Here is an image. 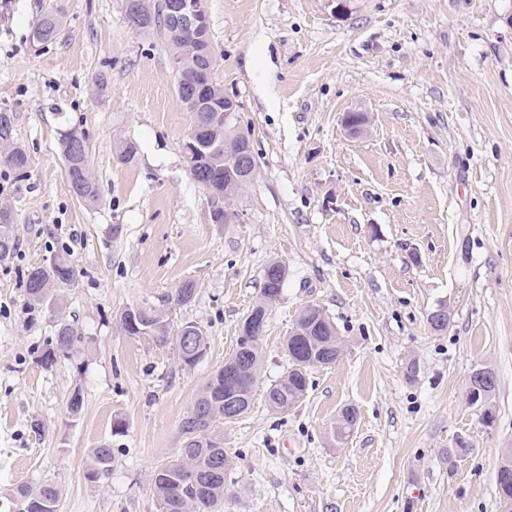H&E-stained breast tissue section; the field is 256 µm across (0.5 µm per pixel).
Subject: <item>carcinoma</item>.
Segmentation results:
<instances>
[{"label": "carcinoma", "instance_id": "carcinoma-1", "mask_svg": "<svg viewBox=\"0 0 512 512\" xmlns=\"http://www.w3.org/2000/svg\"><path fill=\"white\" fill-rule=\"evenodd\" d=\"M155 19L145 32H157L163 36L167 46L173 42H183L185 38L171 35V31L162 19L161 0H155ZM182 89L191 95L195 92L210 99L213 112L223 111L221 100L224 88L214 79L211 71L200 76L193 74L181 83ZM61 156L65 162L68 186L80 200L96 203L99 187L92 174L87 140L84 132L70 128L61 135L59 141ZM4 163L15 172L27 168L28 156L21 146L0 163ZM196 183L205 189L214 202L224 199V171L214 172L209 164H200ZM273 262L266 266L270 271L264 280L263 293L280 294L285 279L276 272ZM76 280L74 264L66 256L56 254L43 265L32 266L27 270L24 281L25 305L30 309L51 307L60 292L72 287ZM134 321L125 319L121 313L125 334L131 338H148L155 343L174 346L181 363L193 367L199 363L195 358H187L181 342V336L190 333L195 336L200 348L208 349V337L197 325L187 323L171 332L166 316L152 308L133 309ZM301 311L296 322L303 328H313L309 336H296L285 343L289 367L284 375L266 391V401L275 411L285 412L292 408L305 394L308 387V371L312 368L311 353L321 354L329 349L333 355L340 356V343L334 325H314V321L304 317ZM83 337L73 323L64 317H58L54 335L50 343L38 357L41 366L57 363L58 358L72 354L82 343ZM255 363L249 371L237 381L239 392L252 398L253 388L261 369V347L254 348ZM224 367L220 366L208 377L197 395L191 409L182 419L179 427L181 448L175 459L160 465L153 473L154 492L160 512H221L224 507V495L227 491V473L230 469L229 455L224 450V425L231 422L224 414ZM112 464V448L104 443L92 449L89 460L88 477L98 478L107 472ZM60 501L59 487L47 482L37 489L21 486L13 495L14 507L32 505L34 512H58Z\"/></svg>", "mask_w": 512, "mask_h": 512}]
</instances>
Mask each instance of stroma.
Instances as JSON below:
<instances>
[{"label": "stroma", "mask_w": 512, "mask_h": 512, "mask_svg": "<svg viewBox=\"0 0 512 512\" xmlns=\"http://www.w3.org/2000/svg\"><path fill=\"white\" fill-rule=\"evenodd\" d=\"M208 0L215 78L240 104L256 175L233 224L189 174L193 121L163 38L123 0H0V111L14 115L26 175L0 165L16 257L0 264V512L20 485L56 483L59 512H159L152 475L228 358L271 260L288 278L268 312L250 410L224 427V512H501L496 472L512 454V0ZM64 28L34 49L38 18ZM364 112L349 135L343 117ZM87 138L99 199L69 191L61 131ZM133 142L135 159L119 158ZM77 279L56 307L27 309L22 276L56 253ZM190 303H176L184 282ZM446 304V329L429 314ZM342 341L285 412L265 392L306 306ZM194 323L204 360L131 338L130 307ZM83 346L46 369L56 316ZM491 368L486 405L467 399ZM84 406L71 418L68 399ZM357 420L343 438L344 408ZM491 410L492 423L483 420ZM44 421L43 435L30 430ZM469 451L457 455L459 441ZM112 447L89 479L91 448Z\"/></svg>", "instance_id": "35a3bbf8"}]
</instances>
